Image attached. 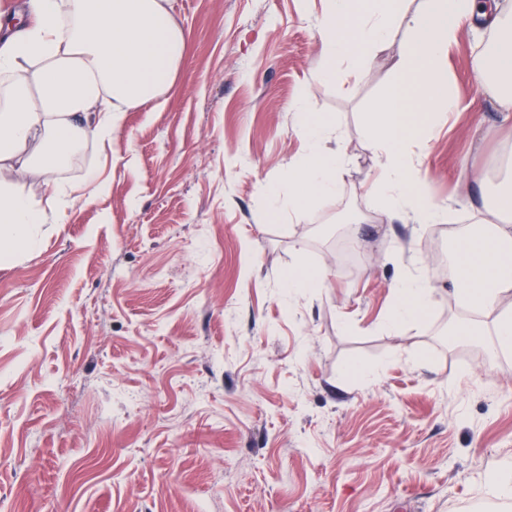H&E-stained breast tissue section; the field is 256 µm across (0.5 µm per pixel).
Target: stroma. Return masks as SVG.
Listing matches in <instances>:
<instances>
[{
  "label": "stroma",
  "mask_w": 512,
  "mask_h": 512,
  "mask_svg": "<svg viewBox=\"0 0 512 512\" xmlns=\"http://www.w3.org/2000/svg\"><path fill=\"white\" fill-rule=\"evenodd\" d=\"M322 0H176L175 83L128 108L118 138H86L76 171L17 183L53 215L0 263V512H503L512 464V352L466 316L427 239L476 223L475 180L498 174L512 126L472 72L486 36L448 55L470 107L435 112L407 151L452 223L390 220L362 114L398 42L333 82ZM335 120L344 191L270 213L302 154L293 111ZM108 193L57 212L52 187L88 170ZM351 208L362 218L337 228ZM323 271L288 289L293 271ZM433 292L390 327L392 285ZM376 379L348 375L350 364Z\"/></svg>",
  "instance_id": "obj_1"
}]
</instances>
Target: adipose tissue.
Returning <instances> with one entry per match:
<instances>
[{
	"mask_svg": "<svg viewBox=\"0 0 512 512\" xmlns=\"http://www.w3.org/2000/svg\"><path fill=\"white\" fill-rule=\"evenodd\" d=\"M320 16L323 59L320 80H335L339 63L364 67L405 29L391 86L379 105L363 115L379 174L375 203L394 220L444 224L450 217L430 198L406 145L429 113L459 111L448 82L449 48L475 28L494 37L473 61L482 94L491 97L503 121L512 120V16L485 0H326ZM173 0H25L20 12L0 17V74L10 84L0 100V168L19 167L31 141L44 168L68 160L79 139L110 143L129 107L158 98L174 82L183 61L186 35L175 22ZM298 129L308 154L288 169V203L337 194L349 161L331 150L336 127L300 115ZM490 232L468 237V255L452 278L456 293L476 318L461 334L477 335L480 318H490L498 344L512 347V182L492 191ZM47 212L16 185L0 184V259L3 245L27 241L32 224ZM389 322L416 319L431 289L419 276L402 277Z\"/></svg>",
	"mask_w": 512,
	"mask_h": 512,
	"instance_id": "ef3b65f1",
	"label": "adipose tissue"
}]
</instances>
